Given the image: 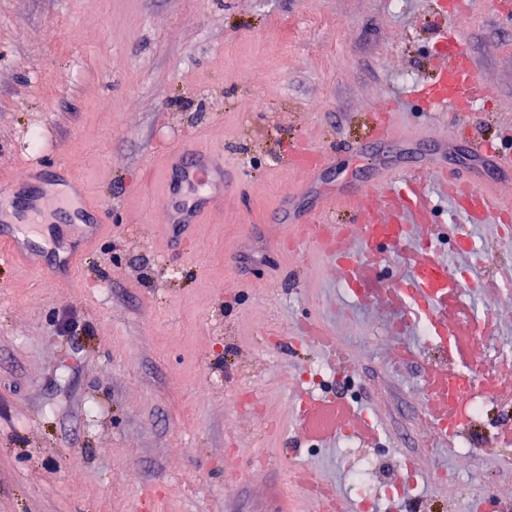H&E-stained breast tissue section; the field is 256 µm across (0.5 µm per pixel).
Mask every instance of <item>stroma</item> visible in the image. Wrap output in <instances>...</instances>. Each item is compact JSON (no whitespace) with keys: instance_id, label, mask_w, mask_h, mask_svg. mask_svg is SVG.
I'll return each mask as SVG.
<instances>
[{"instance_id":"35a3bbf8","label":"stroma","mask_w":512,"mask_h":512,"mask_svg":"<svg viewBox=\"0 0 512 512\" xmlns=\"http://www.w3.org/2000/svg\"><path fill=\"white\" fill-rule=\"evenodd\" d=\"M459 10L461 24L440 0H0V186L48 197L40 268L0 263V512H312L296 470L362 512L351 472L369 453L374 512L406 459L403 512H470L465 494L483 486V512L512 507V388L499 381L512 360L479 355L483 340L512 349V282L498 275L512 238L488 222L464 229L476 250L440 244L449 269L469 270L448 303L461 338L445 365L482 367L492 388L465 458L424 405L435 343L393 334L397 309L359 304L285 218L291 200L354 224L347 201L377 178L364 147L399 168L445 134L463 174L481 169L469 137L512 140V0ZM448 26L490 106L433 112L407 97L438 79ZM382 111L393 138L378 144ZM185 141L220 144L241 180L193 249L173 252L161 159ZM308 146L327 156L313 178L291 163ZM64 164L105 207L66 282L48 245L65 221ZM475 312L492 317L480 339ZM308 321L336 344L302 339ZM314 365L330 373L316 390L302 381ZM310 393L371 421L352 452L331 426L298 421Z\"/></svg>"}]
</instances>
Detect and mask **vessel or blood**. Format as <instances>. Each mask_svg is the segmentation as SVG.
<instances>
[{"label": "vessel or blood", "instance_id": "b4317fda", "mask_svg": "<svg viewBox=\"0 0 512 512\" xmlns=\"http://www.w3.org/2000/svg\"><path fill=\"white\" fill-rule=\"evenodd\" d=\"M448 39V64L439 81L427 88L423 97L434 110H469L484 96L486 85L477 75V64L468 45L453 33ZM454 148V139L443 136L437 153L422 158L401 175H394L391 167L382 166L378 181L368 189L371 204L358 210L354 232L325 224L309 228L311 236L324 245L341 282L364 304L374 298L369 283L383 269L387 249L398 245L393 228L412 227L421 234L420 246L412 248L408 255L410 275L387 283L382 290L387 301L400 307L404 320L401 331L405 334L426 323L433 335H448V300L464 286L463 278L449 274L434 246L443 226L422 189L427 176L439 177L442 193L453 200L457 212L478 222L493 215L499 223H512V208L499 206L495 194L479 178L448 171L443 158ZM468 151L495 173L512 175V151H504L481 139L471 140ZM162 166L175 174L180 185L189 191L187 203L171 213L162 226L170 246L182 251L191 243L192 229L201 218L223 206L225 194L234 186V178L224 165L223 152L193 144L183 143L169 150ZM72 227L71 241L58 247L63 254L61 273L66 277L75 267L80 244L92 242L100 232L98 224L78 212L73 215ZM18 260L33 266L38 263L24 236L14 230L0 229V263ZM457 383V373L443 367H434L428 374L427 406L438 431L446 436L454 434L461 414L457 402L448 395Z\"/></svg>", "mask_w": 512, "mask_h": 512}]
</instances>
